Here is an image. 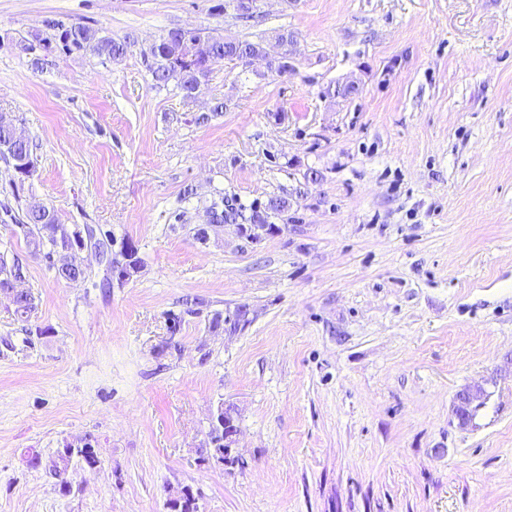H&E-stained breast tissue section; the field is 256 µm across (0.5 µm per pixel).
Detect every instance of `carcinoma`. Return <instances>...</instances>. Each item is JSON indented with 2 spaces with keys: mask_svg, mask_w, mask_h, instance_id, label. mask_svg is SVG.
Instances as JSON below:
<instances>
[{
  "mask_svg": "<svg viewBox=\"0 0 512 512\" xmlns=\"http://www.w3.org/2000/svg\"><path fill=\"white\" fill-rule=\"evenodd\" d=\"M56 31L54 39L45 40L44 48L49 50L56 44L69 51H83L96 56H104L111 61L124 58L130 47L127 40H115L100 35L99 30L84 26H66L60 22L50 24ZM264 47L259 42L249 40L226 41L205 28L185 30L173 28L161 35L151 49V58L145 60L146 68L153 81L167 84L176 81V87L186 99L194 98L195 91L201 79L208 76L211 66L221 60H243L260 55ZM9 156L14 163L34 162L32 147L28 139L15 137L12 131L0 125V156ZM288 211V199L271 197L264 205L250 207L245 212L242 206H236L226 198L212 203L208 208L209 222L215 226L223 224H272V219ZM20 225L27 239L30 254L41 256L46 260L52 259L54 251L81 247L80 239L84 230L70 228L59 222L55 208L49 206L29 205L25 207ZM35 298L27 292L20 293L15 300L14 313L20 318H28L35 310ZM224 322L228 329L235 333L245 328L243 307L215 322ZM211 445V457L219 463L230 459L229 449L224 447V431L210 428L208 432ZM80 457L90 467L99 464L98 456L91 440L85 438L72 445L63 443L57 450L50 474L56 478L62 477L67 471L73 456Z\"/></svg>",
  "mask_w": 512,
  "mask_h": 512,
  "instance_id": "obj_1",
  "label": "carcinoma"
}]
</instances>
